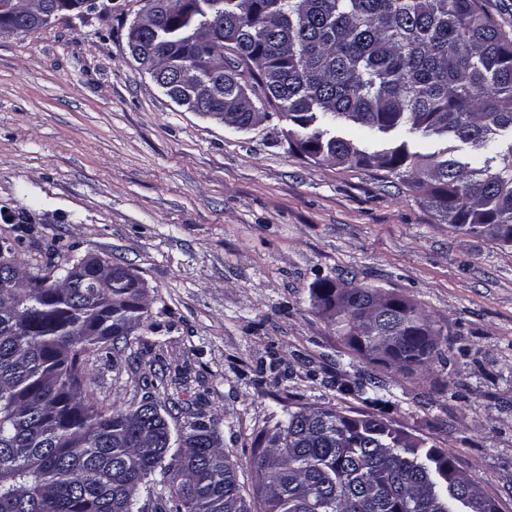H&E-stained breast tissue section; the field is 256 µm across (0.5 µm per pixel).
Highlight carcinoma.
Masks as SVG:
<instances>
[{
  "mask_svg": "<svg viewBox=\"0 0 512 512\" xmlns=\"http://www.w3.org/2000/svg\"><path fill=\"white\" fill-rule=\"evenodd\" d=\"M23 0H0V27L19 24ZM213 29L210 45L195 32ZM232 51L252 62L262 97L242 81L184 65ZM156 83L177 104L252 128L271 108L288 120V142L305 157L377 167L406 183L455 231L512 246V143L483 165L406 145L370 149L330 133L339 121L487 149L512 130V36L479 0H177L147 35ZM332 322L354 351L402 336L392 365L426 368L439 353L433 321L380 288ZM133 281L90 278L50 289L14 288L0 300V512H253L237 467L210 442L215 423L190 414L172 433L149 396L107 406L83 370L101 349L129 347L140 317ZM259 512H501L447 448L410 445L381 414L295 406L253 449ZM145 498H140V493Z\"/></svg>",
  "mask_w": 512,
  "mask_h": 512,
  "instance_id": "carcinoma-1",
  "label": "carcinoma"
}]
</instances>
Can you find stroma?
Segmentation results:
<instances>
[{"label": "stroma", "instance_id": "obj_1", "mask_svg": "<svg viewBox=\"0 0 512 512\" xmlns=\"http://www.w3.org/2000/svg\"><path fill=\"white\" fill-rule=\"evenodd\" d=\"M145 6L0 36V241L33 275L97 254L147 288L156 330L139 359L93 357L98 398L151 393L174 430L204 411L252 496L254 445L288 405L368 411L349 387L370 374L395 427L512 512V247L438 223L385 172L303 158L285 119L241 131L176 104L127 47ZM326 278L416 304L438 358L408 374L347 349Z\"/></svg>", "mask_w": 512, "mask_h": 512}]
</instances>
